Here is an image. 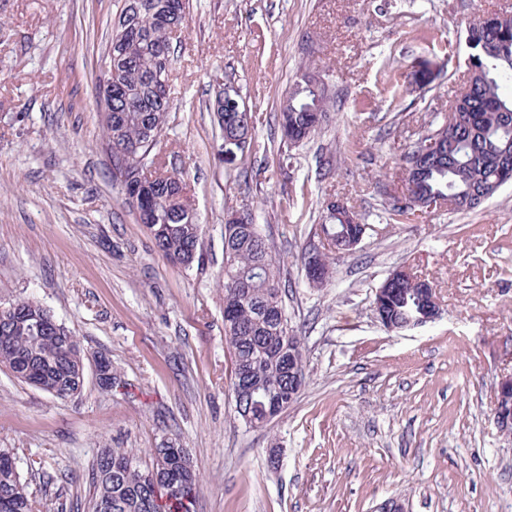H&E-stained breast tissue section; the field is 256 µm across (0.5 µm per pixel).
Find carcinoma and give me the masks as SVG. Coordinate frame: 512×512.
<instances>
[{"label": "carcinoma", "mask_w": 512, "mask_h": 512, "mask_svg": "<svg viewBox=\"0 0 512 512\" xmlns=\"http://www.w3.org/2000/svg\"><path fill=\"white\" fill-rule=\"evenodd\" d=\"M144 0L139 34L128 38L112 31L108 52L115 59L112 123L104 127L112 143V180L121 195L136 194L144 201L140 223L151 228L157 251L167 260L187 257L197 250L202 229L188 204L182 173L166 169L159 142L145 131L164 127L169 118L167 83L175 62L169 30L184 25L189 0H165L160 11ZM469 64L476 76L448 118L431 128L423 139L441 138L443 152L417 160V170L406 174L417 146L404 153L401 163L403 193L417 199L449 198L448 209L471 210L512 182V95L502 92L512 78V17L495 18L469 27ZM315 73L304 68L280 107V156L288 161V148L315 134L328 111L330 96L325 82L314 84ZM221 134L241 140L240 150H254L252 116L218 113ZM381 206L395 223L412 221L415 214L395 203L392 190L381 193ZM330 223L320 225L327 243L316 255L325 282L335 255L336 234L362 232L345 206L327 207ZM391 298L388 313L402 327L422 308L419 286ZM284 308L280 262L272 254L256 224H239L232 216L224 224V337L230 350L231 398L245 401L237 387V371L250 370L255 409L282 400L279 410L298 396L292 370L303 371L299 337L288 329V318L276 319ZM46 309L34 300L21 301V312L0 316V366L10 372L27 370L52 383L62 397L81 392L84 377L80 356L57 336L39 332L36 317ZM91 512H184L195 495L198 478L192 468L167 448L150 449L149 458L129 448H104L93 469ZM0 512H42L17 471L14 454L0 448Z\"/></svg>", "instance_id": "carcinoma-1"}]
</instances>
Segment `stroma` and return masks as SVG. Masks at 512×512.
<instances>
[{
	"label": "stroma",
	"mask_w": 512,
	"mask_h": 512,
	"mask_svg": "<svg viewBox=\"0 0 512 512\" xmlns=\"http://www.w3.org/2000/svg\"><path fill=\"white\" fill-rule=\"evenodd\" d=\"M121 0H0V305L32 299L107 356L121 378L58 398L0 367V448L44 512H89L100 449H186L189 512H512V434L493 417L512 374V184L470 211L389 224L382 186L467 82L466 30L512 0H190L173 42L163 134L202 235L168 262L112 180L99 76ZM429 61L438 78L412 83ZM325 74L318 132L279 161V105L301 65ZM231 81L255 149H225L208 111ZM331 158L327 174L319 162ZM367 229L321 287L300 256L327 206ZM250 212L286 274L285 313L306 383L288 409L245 427L229 396L224 220ZM411 267L442 314L386 330L372 298ZM279 462L270 465L269 449Z\"/></svg>",
	"instance_id": "obj_1"
}]
</instances>
